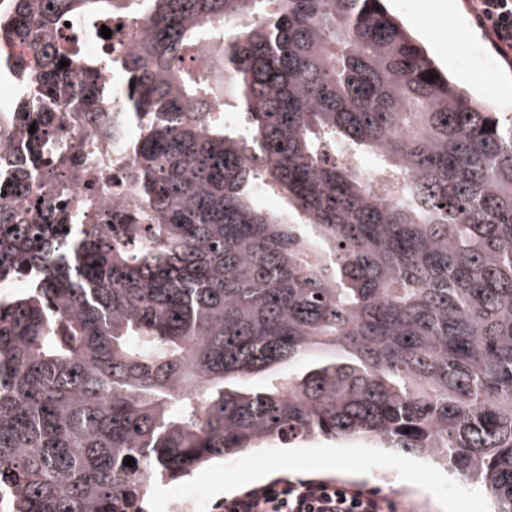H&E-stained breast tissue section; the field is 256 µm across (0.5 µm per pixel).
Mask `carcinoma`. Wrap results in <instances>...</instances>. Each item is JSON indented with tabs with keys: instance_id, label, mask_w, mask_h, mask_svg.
<instances>
[{
	"instance_id": "obj_1",
	"label": "carcinoma",
	"mask_w": 512,
	"mask_h": 512,
	"mask_svg": "<svg viewBox=\"0 0 512 512\" xmlns=\"http://www.w3.org/2000/svg\"><path fill=\"white\" fill-rule=\"evenodd\" d=\"M103 25L110 49L141 34L120 59L125 214L95 193L126 134L83 48ZM211 36L215 108L186 64ZM0 40L32 54L0 49L27 94L0 169L75 224L59 266L0 197V284L43 265L0 295L5 512H143L211 460L353 440L512 512V113L450 80L383 0H0ZM55 110L102 137L79 148L97 169L67 163Z\"/></svg>"
}]
</instances>
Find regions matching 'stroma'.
Instances as JSON below:
<instances>
[{"label":"stroma","mask_w":512,"mask_h":512,"mask_svg":"<svg viewBox=\"0 0 512 512\" xmlns=\"http://www.w3.org/2000/svg\"><path fill=\"white\" fill-rule=\"evenodd\" d=\"M389 8L427 49L437 65L478 99L503 112H512V63L497 59L494 67L463 70L458 58L448 54V38L462 24L467 45L494 49L464 0H389ZM296 478L327 480L379 490L407 501L413 512H488L482 492L419 460L404 459L382 449L354 442L348 445L314 444L290 451L269 448L261 455L246 454L209 466L185 480L188 488H203L210 506L224 500L216 487L234 481L235 493L276 481Z\"/></svg>","instance_id":"35a3bbf8"}]
</instances>
